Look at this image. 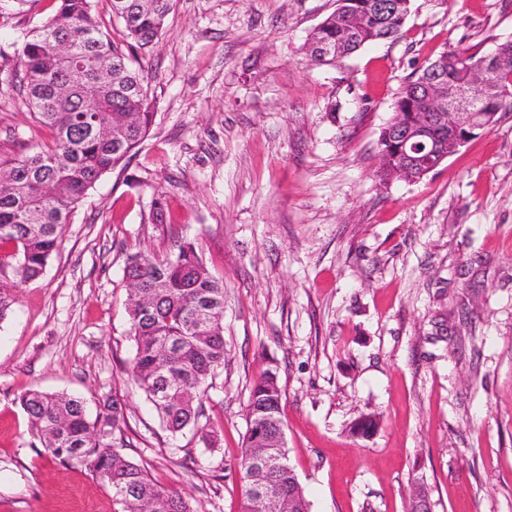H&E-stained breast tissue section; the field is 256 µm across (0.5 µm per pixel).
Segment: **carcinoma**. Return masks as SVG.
Listing matches in <instances>:
<instances>
[{
  "instance_id": "cac0c4a2",
  "label": "carcinoma",
  "mask_w": 512,
  "mask_h": 512,
  "mask_svg": "<svg viewBox=\"0 0 512 512\" xmlns=\"http://www.w3.org/2000/svg\"><path fill=\"white\" fill-rule=\"evenodd\" d=\"M112 24L95 17V0H60L56 13L23 36L16 84L49 142L31 152L0 155V322L7 319L25 284L40 278L63 243V228L101 178L127 161L154 123L144 69L133 67L132 51L149 53L161 39L174 0H110ZM412 0H336V8L303 44L307 59L335 66L359 49L396 39ZM500 60L485 69L483 55L452 47L417 68L393 103V117L407 124L435 114L436 131L452 153V119L440 99L457 83L485 84L479 123L488 129L505 109L512 111V40L498 44ZM509 93H503V90ZM387 158L377 171L385 182L417 181L420 170L396 155L389 126L378 139ZM124 277L131 286L127 313L135 353L129 368L135 387L155 407L173 435L199 425L205 416L209 379L224 365V280L210 272L193 240L168 253L127 255ZM277 374L265 371L250 390L247 432L240 470L244 512H253L248 477L255 450L270 465L261 480L267 495L288 512V491L297 512L310 503L287 452L271 447L273 428L283 427ZM34 437L63 464H89L96 480L112 490L122 512H196L175 489L159 486L146 468L122 452L128 446L125 415L117 400H105L95 415L73 395L32 389L21 395Z\"/></svg>"
}]
</instances>
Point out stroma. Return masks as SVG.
Returning <instances> with one entry per match:
<instances>
[{"label": "stroma", "mask_w": 512, "mask_h": 512, "mask_svg": "<svg viewBox=\"0 0 512 512\" xmlns=\"http://www.w3.org/2000/svg\"><path fill=\"white\" fill-rule=\"evenodd\" d=\"M59 0H0V153L47 133L11 72ZM335 0H177L156 49L155 122L0 323V512H121L87 465L41 448L19 404L124 403L129 455L197 512H241L254 381L276 370L289 464L311 512H512V111L417 182H380L378 138L409 74L512 40V0H413L400 37L336 67L309 33ZM163 193L165 217L152 201ZM196 240L224 279V367L172 437L129 377L126 256ZM378 421L368 438L351 425Z\"/></svg>", "instance_id": "stroma-1"}]
</instances>
